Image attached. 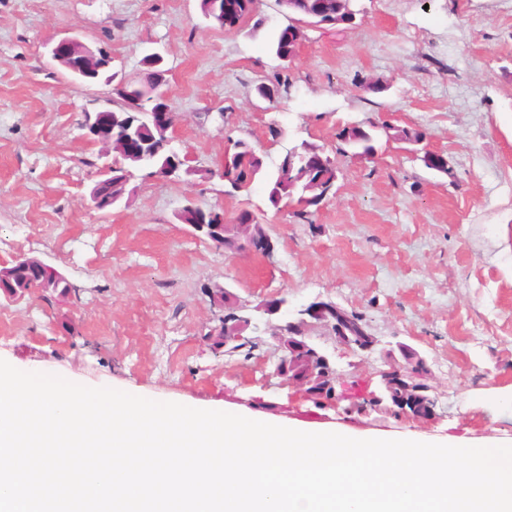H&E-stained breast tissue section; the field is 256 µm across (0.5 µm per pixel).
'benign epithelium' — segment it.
I'll return each mask as SVG.
<instances>
[{"label": "benign epithelium", "instance_id": "7a95c632", "mask_svg": "<svg viewBox=\"0 0 512 512\" xmlns=\"http://www.w3.org/2000/svg\"><path fill=\"white\" fill-rule=\"evenodd\" d=\"M52 59L65 66L81 81L88 82L100 70L112 65L111 52L102 47L91 50L77 37L62 38L50 46ZM146 121L156 130L168 133L174 122L171 109L151 108L144 113ZM87 135L93 139L112 145V109L84 113L82 122ZM104 158L97 172V186H112V155L101 154ZM235 307L233 317L219 318L220 325L210 330L209 335L224 336V344L242 339L241 331L251 325V318L239 314ZM297 318L274 326L271 334L281 351L283 374L289 383L304 388L309 399L319 408H327L336 401V383H325L332 363L327 355L309 343L308 331L314 325H322L336 330L344 320L340 307L331 302L315 301L296 312ZM291 334L283 335L284 329ZM401 357H390L389 369L381 373L382 395L371 398V405L388 402L397 415L414 419L430 420L435 416L436 397L430 395L426 383L429 369L425 360L411 349L400 351Z\"/></svg>", "mask_w": 512, "mask_h": 512}]
</instances>
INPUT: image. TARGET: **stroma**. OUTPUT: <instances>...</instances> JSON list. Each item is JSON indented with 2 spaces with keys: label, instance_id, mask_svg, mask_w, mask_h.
Instances as JSON below:
<instances>
[{
  "label": "stroma",
  "instance_id": "obj_1",
  "mask_svg": "<svg viewBox=\"0 0 512 512\" xmlns=\"http://www.w3.org/2000/svg\"><path fill=\"white\" fill-rule=\"evenodd\" d=\"M353 5L354 24L305 28L283 66L267 50L286 22L276 0H259L234 31L209 23L199 0H0V264L36 256L72 285L62 302L39 290L0 296V359L158 401L277 422L313 415L359 435L512 439V402L479 398L512 392V0ZM70 36L109 48L114 71L131 76L144 55L162 54L172 146L195 175L140 172L128 201L89 207L101 145L82 114L111 106L115 90L76 84L52 62L50 43ZM378 79L383 91H368ZM262 83L277 87L274 100L258 96ZM369 120L375 155L341 154V128ZM394 129L422 131L447 174L403 150ZM237 139L270 168L301 143L335 159V193L313 224L295 218L297 202L269 207L263 182L225 193L224 150ZM190 203L229 220L251 212L273 254L195 236L175 218ZM215 288L254 309L335 303L362 315L375 347L355 352L313 331L340 394L317 408L275 374L261 328L248 334L250 354L206 341L219 324ZM400 344L428 363L431 421L354 408L379 393L385 355Z\"/></svg>",
  "mask_w": 512,
  "mask_h": 512
}]
</instances>
